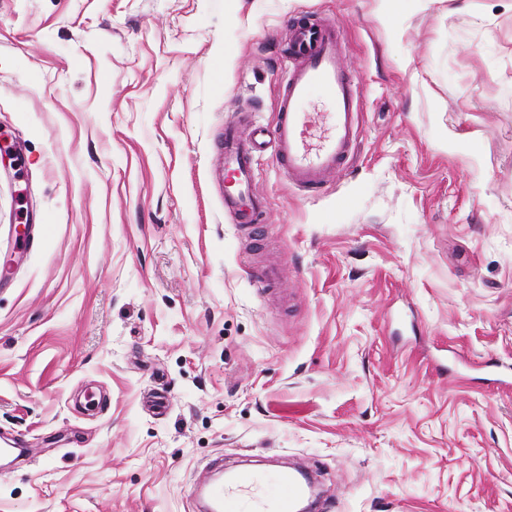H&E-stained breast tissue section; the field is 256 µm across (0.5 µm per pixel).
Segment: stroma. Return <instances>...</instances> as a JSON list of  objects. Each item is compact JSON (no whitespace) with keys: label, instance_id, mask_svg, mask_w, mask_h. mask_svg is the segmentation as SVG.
I'll return each mask as SVG.
<instances>
[{"label":"stroma","instance_id":"obj_1","mask_svg":"<svg viewBox=\"0 0 512 512\" xmlns=\"http://www.w3.org/2000/svg\"><path fill=\"white\" fill-rule=\"evenodd\" d=\"M382 11L0 0V512H198L218 458L313 465L320 512H512V0ZM303 16L356 145L309 194L258 153L245 235L224 123L275 125Z\"/></svg>","mask_w":512,"mask_h":512}]
</instances>
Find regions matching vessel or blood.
Returning a JSON list of instances; mask_svg holds the SVG:
<instances>
[{
	"label": "vessel or blood",
	"mask_w": 512,
	"mask_h": 512,
	"mask_svg": "<svg viewBox=\"0 0 512 512\" xmlns=\"http://www.w3.org/2000/svg\"><path fill=\"white\" fill-rule=\"evenodd\" d=\"M341 35L335 21L311 19L293 26L282 85L279 117L274 127L253 123L241 136L237 121L224 125V209L239 216L242 225L259 222L265 204L250 193L257 152L273 146L278 163L289 181L309 191L341 171L349 158L358 131V94L339 65ZM326 92L334 109L329 134L317 149L307 142L310 113L301 109L312 89ZM278 493L267 494L261 478L242 470L230 482L217 481L203 492L205 512H295L304 489L298 473L276 472Z\"/></svg>",
	"instance_id": "1"
}]
</instances>
